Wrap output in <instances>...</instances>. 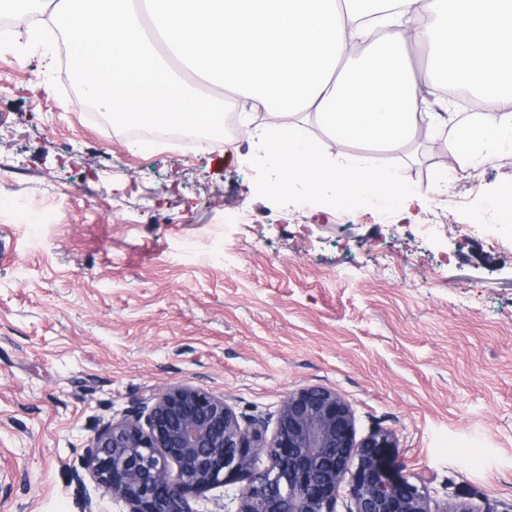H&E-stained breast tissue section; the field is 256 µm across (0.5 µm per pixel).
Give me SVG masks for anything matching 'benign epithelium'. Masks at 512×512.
<instances>
[{
    "mask_svg": "<svg viewBox=\"0 0 512 512\" xmlns=\"http://www.w3.org/2000/svg\"><path fill=\"white\" fill-rule=\"evenodd\" d=\"M261 424L243 420L222 396L172 386L102 426L82 465L127 512H192L191 497L237 479L246 486L236 512H336L345 484V512H481L468 502L433 509L425 480L390 477L385 459L398 447L395 432L379 427L356 439L352 409L334 390L289 393L262 446Z\"/></svg>",
    "mask_w": 512,
    "mask_h": 512,
    "instance_id": "7a95c632",
    "label": "benign epithelium"
}]
</instances>
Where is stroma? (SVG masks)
<instances>
[{
	"label": "stroma",
	"mask_w": 512,
	"mask_h": 512,
	"mask_svg": "<svg viewBox=\"0 0 512 512\" xmlns=\"http://www.w3.org/2000/svg\"><path fill=\"white\" fill-rule=\"evenodd\" d=\"M0 50V512H126L81 467L107 422L191 384L265 420L335 390L387 470L437 503L512 512V152L452 182L447 134L379 153L436 201L323 213L267 192L236 139L131 152Z\"/></svg>",
	"instance_id": "stroma-1"
}]
</instances>
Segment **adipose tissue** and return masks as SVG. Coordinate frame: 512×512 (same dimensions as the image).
<instances>
[{"instance_id":"ef3b65f1","label":"adipose tissue","mask_w":512,"mask_h":512,"mask_svg":"<svg viewBox=\"0 0 512 512\" xmlns=\"http://www.w3.org/2000/svg\"><path fill=\"white\" fill-rule=\"evenodd\" d=\"M0 0V14L49 15L84 92L119 125L179 121L224 138V108L187 80L242 97L240 135L260 143L269 190L294 186L347 207L393 198L411 207L434 190L374 163L447 132L458 170L512 150V0ZM427 67L415 73L409 47ZM488 101L479 112L432 111L446 86ZM276 115L273 124L259 112ZM331 137L326 154L304 117Z\"/></svg>"}]
</instances>
